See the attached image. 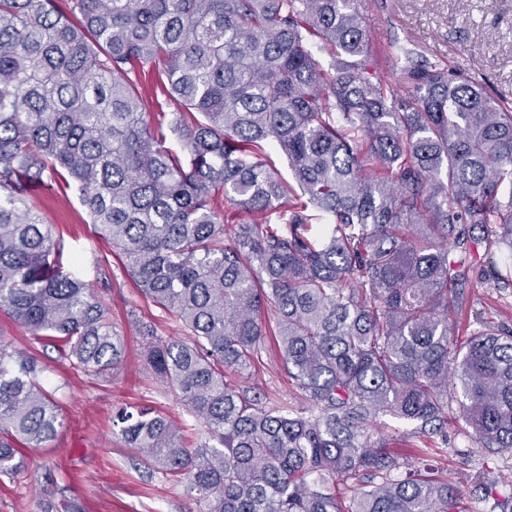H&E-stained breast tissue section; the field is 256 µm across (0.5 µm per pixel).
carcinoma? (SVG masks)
<instances>
[{"instance_id":"cac0c4a2","label":"carcinoma","mask_w":512,"mask_h":512,"mask_svg":"<svg viewBox=\"0 0 512 512\" xmlns=\"http://www.w3.org/2000/svg\"><path fill=\"white\" fill-rule=\"evenodd\" d=\"M368 56L355 0H0V312L85 373L121 368L109 310L30 205L71 178L186 332L141 327L144 357L207 438L185 446L146 406L113 426L202 512H456L453 484L371 433L384 414L448 442L452 386L481 447L512 452V327L477 312L460 347L452 323L471 279L512 288V106L412 48L391 51L396 85ZM146 72L176 103L166 122ZM272 334L310 415L224 380ZM39 373L0 341L1 477L61 425ZM338 479L361 486L342 499ZM139 89L144 97L149 99L150 101L159 103V107H154L153 112H172L174 110V105L172 102L167 101L165 96L162 94L158 78L155 74H147L144 76L143 74L139 75Z\"/></svg>"}]
</instances>
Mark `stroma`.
<instances>
[{"label":"stroma","mask_w":512,"mask_h":512,"mask_svg":"<svg viewBox=\"0 0 512 512\" xmlns=\"http://www.w3.org/2000/svg\"><path fill=\"white\" fill-rule=\"evenodd\" d=\"M357 5L372 59L385 78L398 80L389 53L393 44H404L423 58L475 75L494 97L512 103V0H357ZM33 201L56 227L63 263H76L79 277L109 308L125 340V362L107 382L85 375L0 313V339L37 359L42 384L62 408L57 435L44 447L25 449V470L13 480H0V512H199L185 483L155 473L112 426L120 408L147 405L180 421L186 444L205 440L203 425L152 377L142 355L140 322H153L161 338L180 336L178 325L135 287L111 244L94 228L75 186L49 183ZM465 293L475 308L512 325V289L500 292L474 279ZM228 380L261 392L271 404L303 406L276 340H268L248 375L232 374ZM414 428L413 422L387 416L374 435L401 460L432 456L459 488L462 512H512V454L481 448L462 423L457 402L448 408L445 454L431 455Z\"/></svg>","instance_id":"35a3bbf8"}]
</instances>
